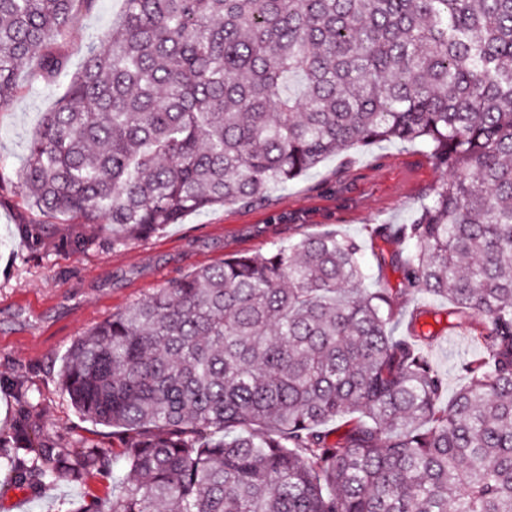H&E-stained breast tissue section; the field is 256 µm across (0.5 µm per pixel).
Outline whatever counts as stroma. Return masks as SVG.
Listing matches in <instances>:
<instances>
[{
    "label": "stroma",
    "instance_id": "35a3bbf8",
    "mask_svg": "<svg viewBox=\"0 0 512 512\" xmlns=\"http://www.w3.org/2000/svg\"><path fill=\"white\" fill-rule=\"evenodd\" d=\"M124 0H98L57 38L72 69L88 46L111 33ZM30 68L0 110V433L20 428L65 450L95 447L107 457L122 450L120 436L83 418L61 387V358L81 336L192 274L237 254H265L308 236L339 232L363 245L362 263L372 288L392 293L395 332L407 333L410 315L422 309L434 331L427 353L447 387L450 402L464 383L460 365L475 351L469 336L449 327L448 306L404 288L412 244L383 240L380 227L410 223L421 203L445 178L422 147L380 142L333 156L306 175L275 189L253 206L214 207L181 223L124 244L111 245L100 224H71L32 207L19 180L30 141L65 91L64 82L34 83ZM39 229L32 246L27 232ZM123 470L96 471L79 482H58L23 492L0 471V512H112Z\"/></svg>",
    "mask_w": 512,
    "mask_h": 512
}]
</instances>
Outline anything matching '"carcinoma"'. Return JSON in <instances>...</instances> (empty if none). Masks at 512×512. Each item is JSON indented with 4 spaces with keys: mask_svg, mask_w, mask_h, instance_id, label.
Segmentation results:
<instances>
[{
    "mask_svg": "<svg viewBox=\"0 0 512 512\" xmlns=\"http://www.w3.org/2000/svg\"><path fill=\"white\" fill-rule=\"evenodd\" d=\"M96 3L0 0V108L28 60L69 78L21 175L33 206L119 245L419 143L448 179L394 231L415 246L405 287L447 300L480 354L443 408L355 238L233 255L64 353V392L120 455L27 433L22 460L0 436L14 486L112 462V512H512V0H125L72 73L47 34Z\"/></svg>",
    "mask_w": 512,
    "mask_h": 512,
    "instance_id": "carcinoma-1",
    "label": "carcinoma"
}]
</instances>
